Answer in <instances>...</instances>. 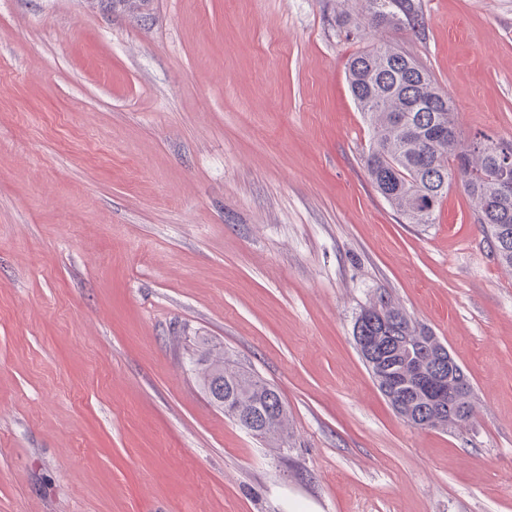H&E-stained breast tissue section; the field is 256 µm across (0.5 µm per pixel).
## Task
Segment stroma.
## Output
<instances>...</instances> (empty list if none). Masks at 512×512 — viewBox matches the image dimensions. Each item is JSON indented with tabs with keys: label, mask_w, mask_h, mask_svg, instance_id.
<instances>
[{
	"label": "stroma",
	"mask_w": 512,
	"mask_h": 512,
	"mask_svg": "<svg viewBox=\"0 0 512 512\" xmlns=\"http://www.w3.org/2000/svg\"><path fill=\"white\" fill-rule=\"evenodd\" d=\"M410 51L463 139L512 142V0H422ZM355 0H0V512H512V268L449 190L402 223L364 167ZM464 368L404 420L353 327L377 299ZM273 386L215 407L198 337ZM437 368L429 376L427 389L429 393L428 408L423 409L422 415L416 413V420L424 427H432L434 423L440 424L445 418L444 410H448V429L462 416L460 423L468 421L473 413L472 385L465 375L462 367L448 352L446 347L436 354ZM461 367V368H460ZM448 390V408H444L443 394ZM470 404V409H469ZM459 423V424H460ZM192 363L198 385L208 397L214 386L222 383L224 399L219 402L223 408L228 401L240 414L256 416L259 426L251 432L253 435L267 438L279 433L286 409L274 388L224 358V349H205Z\"/></svg>",
	"instance_id": "35a3bbf8"
}]
</instances>
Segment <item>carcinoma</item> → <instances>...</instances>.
Returning a JSON list of instances; mask_svg holds the SVG:
<instances>
[{
    "label": "carcinoma",
    "instance_id": "cac0c4a2",
    "mask_svg": "<svg viewBox=\"0 0 512 512\" xmlns=\"http://www.w3.org/2000/svg\"><path fill=\"white\" fill-rule=\"evenodd\" d=\"M361 11L346 18L347 36L364 39L375 27L418 32L424 28L421 0H360ZM350 94L369 122L372 136L364 164L375 190L407 224H433L448 190L461 186L472 203L474 223L486 229L498 261L512 267V197L497 195L492 172L499 148L512 150V142L479 137L486 148L476 152L461 136L438 137L435 130L455 126L453 104L440 90L428 69L407 50L391 44L366 47L346 62ZM383 317L357 318L369 334L418 336L416 353L426 365L433 363L428 344L432 332L413 322L400 309L379 300ZM196 380L205 394L224 387V401L245 416H254L259 426L253 435L261 438L279 433L286 409L279 393L224 357V350L206 349L193 360ZM405 367L402 353L391 350L374 368L373 378L388 379ZM417 386L409 384L392 393L390 403L416 409Z\"/></svg>",
    "mask_w": 512,
    "mask_h": 512
}]
</instances>
